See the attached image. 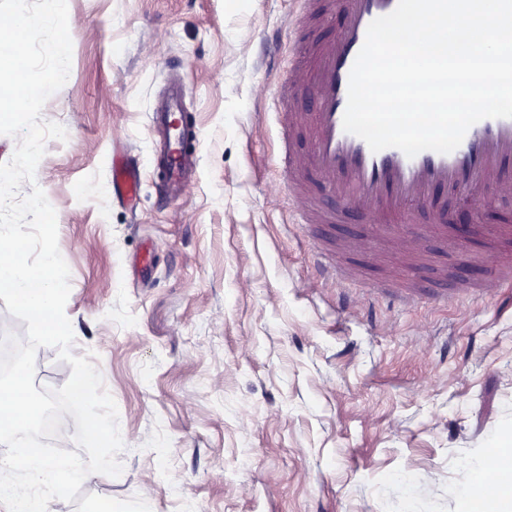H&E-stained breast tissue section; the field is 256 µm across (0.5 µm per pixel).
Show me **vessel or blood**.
Listing matches in <instances>:
<instances>
[{
  "label": "vessel or blood",
  "instance_id": "obj_1",
  "mask_svg": "<svg viewBox=\"0 0 512 512\" xmlns=\"http://www.w3.org/2000/svg\"><path fill=\"white\" fill-rule=\"evenodd\" d=\"M318 4L325 17L341 13L343 26L336 36L318 42L302 54L298 67L303 81L292 102L277 114L283 129L306 125L312 145L290 165L296 191L307 200L299 221L311 225L338 223L344 213L361 212L380 225H408L415 215L428 214V229L440 242L458 241L451 232L445 209L434 207L438 188L466 195L512 180V119L488 118L473 125L460 146L449 154L425 150L407 157L396 148L372 152L366 142L344 131L349 74L364 44L369 24L390 14L398 0H304ZM181 106L171 92L156 108L153 122L166 142L160 157L163 181L170 194H178L196 160L183 145L181 128L172 120ZM334 242L315 250L314 263L323 275L357 280L356 271L342 273L332 253ZM512 283V255L498 251L486 279L476 286L449 289V300L466 303L491 296L494 289Z\"/></svg>",
  "mask_w": 512,
  "mask_h": 512
}]
</instances>
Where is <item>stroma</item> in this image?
Wrapping results in <instances>:
<instances>
[{
    "instance_id": "stroma-1",
    "label": "stroma",
    "mask_w": 512,
    "mask_h": 512,
    "mask_svg": "<svg viewBox=\"0 0 512 512\" xmlns=\"http://www.w3.org/2000/svg\"><path fill=\"white\" fill-rule=\"evenodd\" d=\"M72 61L41 118L33 182L57 217L70 271L74 355L118 409L120 476L94 474L47 512H458L474 459L512 430V287L463 306L433 270L483 280L481 240L427 242L419 298L390 301L361 217L327 228L367 283L318 273L299 224L272 102L307 35L343 18L298 0H67ZM179 81L197 166L165 195L152 115ZM140 174L112 190V151ZM71 366L36 352L34 385Z\"/></svg>"
}]
</instances>
